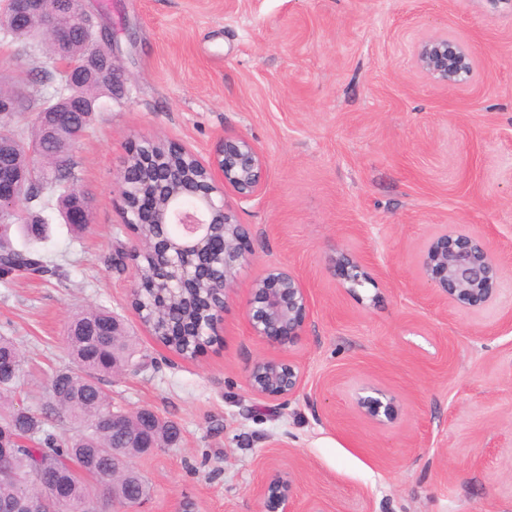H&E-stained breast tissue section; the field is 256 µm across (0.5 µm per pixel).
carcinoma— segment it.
Masks as SVG:
<instances>
[{
	"label": "carcinoma",
	"instance_id": "carcinoma-1",
	"mask_svg": "<svg viewBox=\"0 0 512 512\" xmlns=\"http://www.w3.org/2000/svg\"><path fill=\"white\" fill-rule=\"evenodd\" d=\"M17 24L21 36L34 38L41 32V21L37 17L13 21L12 9L0 15V29ZM59 36H48L45 45L51 54L58 53V42L66 39L74 55H82L93 49V42L86 32L78 30L74 15L59 21ZM15 88L0 86V109L5 112H23L30 101L16 109L11 107ZM102 97L112 98V75H103L86 81L79 91L77 103L67 112L53 108V117L68 136L70 142L62 150L43 141L42 130L32 123L31 143L41 147V157L54 168V186L57 204L64 218L76 234L88 229V225L76 221L82 207L88 204L85 192L73 183L71 171V148L90 127ZM0 134V164L6 167L29 169L33 159L21 145V133L10 123ZM12 229L0 232V266L8 272L41 275L49 272L44 254L33 246L17 248L11 240ZM167 271L152 260L143 259L139 270L137 290L133 303L143 309L141 318L154 337L177 354L193 359L208 344L205 336H198L189 319L194 315H206L213 304L207 285L185 287L179 296H172L164 288ZM69 350L75 367L55 373L56 384L53 398L33 408L24 410L14 403L11 388L24 375L25 360L14 341L0 336V428L8 433L27 434L34 441L33 448H17L10 458V466L20 477L28 478L42 473L52 481H58L73 459L84 462L88 470L97 474L104 483L107 501L118 504L135 501L149 490L145 479L137 471L132 475L114 477L108 473L109 459L99 457L100 452L124 449L123 455L131 458L146 452L137 446L131 437L136 432L143 442H153L158 447L176 443L180 429L175 422L164 420L149 409L126 414L117 421L109 417L106 395L100 387V375L117 371L128 363L130 339L120 321H112V312L103 308H91L76 314L67 326ZM69 422L80 428L79 433L58 434L53 424ZM65 493L69 497L70 512H87L86 499L90 487L84 479H68Z\"/></svg>",
	"mask_w": 512,
	"mask_h": 512
}]
</instances>
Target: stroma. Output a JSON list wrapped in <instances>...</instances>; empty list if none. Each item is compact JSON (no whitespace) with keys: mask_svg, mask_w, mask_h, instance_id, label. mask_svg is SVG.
Returning a JSON list of instances; mask_svg holds the SVG:
<instances>
[{"mask_svg":"<svg viewBox=\"0 0 512 512\" xmlns=\"http://www.w3.org/2000/svg\"><path fill=\"white\" fill-rule=\"evenodd\" d=\"M110 33L113 95L71 151L92 203L74 235L40 210L62 277L0 280V335L25 357L22 405L73 366L65 328L106 308L135 350L100 385L113 410H154L180 440L133 457L149 493L130 512H258L275 470L296 479L298 512H512V0H82ZM465 45L462 89L429 80L418 42ZM55 71L43 45L0 42V75ZM267 156L259 200L238 209L252 254L215 341L185 359L131 302L134 234L118 232L116 176L132 144L176 143L208 160L223 135ZM486 237L505 275L474 314L419 277L441 225ZM363 259L371 283L348 292L331 264ZM271 265L306 284L313 313L283 357L300 392L257 397L247 368L273 347L245 321ZM371 384L397 398L380 426L354 407Z\"/></svg>","mask_w":512,"mask_h":512,"instance_id":"stroma-1","label":"stroma"}]
</instances>
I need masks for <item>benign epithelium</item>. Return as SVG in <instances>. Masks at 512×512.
<instances>
[{
	"mask_svg": "<svg viewBox=\"0 0 512 512\" xmlns=\"http://www.w3.org/2000/svg\"><path fill=\"white\" fill-rule=\"evenodd\" d=\"M20 14H37L47 31H55L58 20L67 14L73 0H11ZM418 69L430 80L445 87H459L473 77L474 64L467 49L444 35L419 42L415 48ZM64 88L56 103L68 100L79 72L89 59H58ZM187 158L180 174L166 170L167 154L157 142L145 140L118 173L124 201L121 226L151 225V239L134 257L158 254L170 270L166 288L173 295L186 282L198 278L204 269H224L216 282L219 305L215 307L207 335L214 333L237 279L239 268L251 255L250 232L240 223L231 194L238 202H249L262 194L268 170L265 154L246 136H224L207 162L182 149ZM31 176L22 171L0 168V224H24L20 206ZM336 278L350 292L372 281L365 264L341 253L333 259ZM420 278L445 299L478 312L494 298L504 271L484 236L444 226L425 242L419 261ZM312 315V297L303 280L281 266L267 268L257 278L246 301V324L251 335L268 345L286 349L304 335ZM301 369L275 356L256 358L248 368L247 382L258 397L279 400L295 396L302 386ZM357 411L379 425L395 422L397 399L390 392L368 385L355 398ZM295 476L275 471L258 487V512H296ZM18 498L23 512H68L66 498L53 483L38 477L37 488L20 486Z\"/></svg>",
	"mask_w": 512,
	"mask_h": 512,
	"instance_id": "1",
	"label": "benign epithelium"
}]
</instances>
